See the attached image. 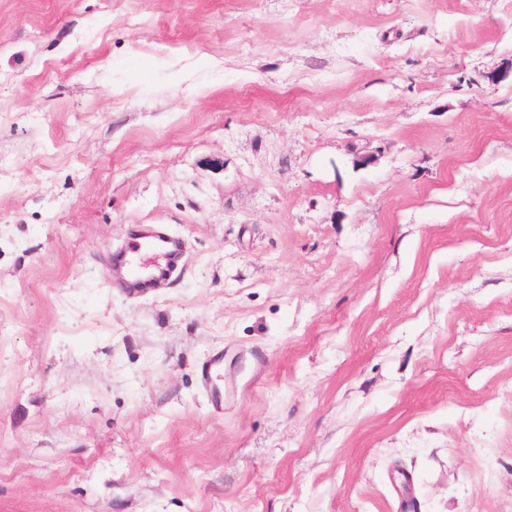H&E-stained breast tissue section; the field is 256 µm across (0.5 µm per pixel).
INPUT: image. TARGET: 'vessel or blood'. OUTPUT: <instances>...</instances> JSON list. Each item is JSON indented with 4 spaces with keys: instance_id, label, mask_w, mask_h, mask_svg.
<instances>
[{
    "instance_id": "b4317fda",
    "label": "vessel or blood",
    "mask_w": 512,
    "mask_h": 512,
    "mask_svg": "<svg viewBox=\"0 0 512 512\" xmlns=\"http://www.w3.org/2000/svg\"><path fill=\"white\" fill-rule=\"evenodd\" d=\"M186 244L156 226L142 229L132 238L119 259L126 271V285L142 288L148 283L168 279L181 266ZM224 365L223 350H214L199 367L200 379L213 410L224 408V390L214 381V374Z\"/></svg>"
}]
</instances>
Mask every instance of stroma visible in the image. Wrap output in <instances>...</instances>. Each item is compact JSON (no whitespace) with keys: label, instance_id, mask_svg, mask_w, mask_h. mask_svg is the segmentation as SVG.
Returning a JSON list of instances; mask_svg holds the SVG:
<instances>
[{"label":"stroma","instance_id":"obj_1","mask_svg":"<svg viewBox=\"0 0 512 512\" xmlns=\"http://www.w3.org/2000/svg\"><path fill=\"white\" fill-rule=\"evenodd\" d=\"M405 497L512 512V0H0V512ZM186 244L156 226H146L118 255L126 274L127 288H146V284L166 280L181 266ZM221 367H224V351L220 349L214 350L199 367L200 379L215 411L224 410V387L214 382V374Z\"/></svg>","mask_w":512,"mask_h":512}]
</instances>
